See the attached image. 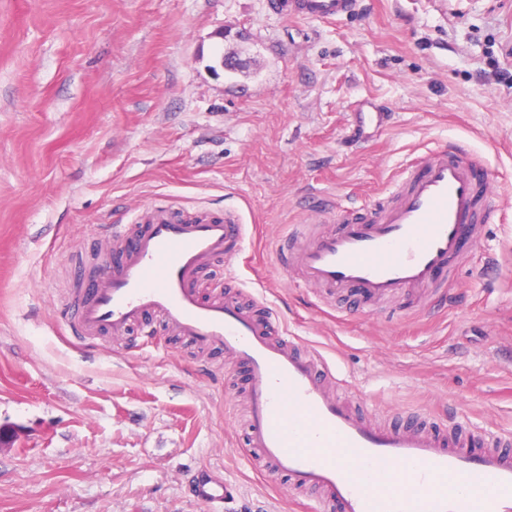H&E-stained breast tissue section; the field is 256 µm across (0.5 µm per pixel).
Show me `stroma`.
Wrapping results in <instances>:
<instances>
[{
	"instance_id": "obj_1",
	"label": "stroma",
	"mask_w": 512,
	"mask_h": 512,
	"mask_svg": "<svg viewBox=\"0 0 512 512\" xmlns=\"http://www.w3.org/2000/svg\"><path fill=\"white\" fill-rule=\"evenodd\" d=\"M239 72L219 66L225 53ZM389 125L364 144L352 114ZM461 143L482 157L488 223L448 301L330 299L278 250L386 203L406 168ZM248 237L201 295L255 300L328 393L379 425L512 434V0H362L336 22L267 0H0V512H295L303 492L245 453L248 377L157 317L73 335L104 225L154 202ZM195 496L202 502L220 505L232 496V488L224 480L205 477L196 483Z\"/></svg>"
}]
</instances>
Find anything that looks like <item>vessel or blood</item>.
<instances>
[{
    "mask_svg": "<svg viewBox=\"0 0 512 512\" xmlns=\"http://www.w3.org/2000/svg\"><path fill=\"white\" fill-rule=\"evenodd\" d=\"M359 2L269 0V8L325 22L355 13ZM386 121L383 112L354 115L364 138ZM477 169L468 151L434 150L403 173L391 204L348 216L300 249L281 245L279 265L332 295L445 296L462 239L490 218ZM108 238L118 245L116 260L106 281L91 279L74 331H120L156 313L197 346L223 350L250 377L248 450L309 499L328 497L336 512H512V436L443 437L413 426H378L327 394L328 367L317 351L297 352L272 318L200 295L204 263L232 260L242 248L239 213L176 216L154 203L139 223L110 225ZM231 494L212 477L195 486L196 497L212 505Z\"/></svg>",
    "mask_w": 512,
    "mask_h": 512,
    "instance_id": "obj_1",
    "label": "vessel or blood"
}]
</instances>
